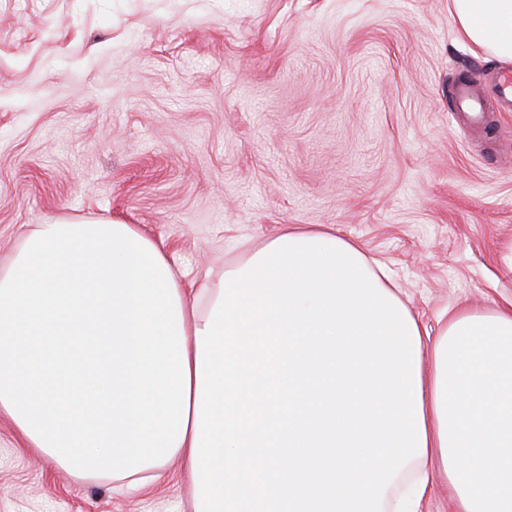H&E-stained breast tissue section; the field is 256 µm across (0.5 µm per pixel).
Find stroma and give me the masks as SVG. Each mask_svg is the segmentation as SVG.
Segmentation results:
<instances>
[{
    "label": "stroma",
    "instance_id": "obj_1",
    "mask_svg": "<svg viewBox=\"0 0 512 512\" xmlns=\"http://www.w3.org/2000/svg\"><path fill=\"white\" fill-rule=\"evenodd\" d=\"M450 0H0V263L37 224H134L183 283L327 225L436 327L512 291V111ZM467 81L482 121L453 98ZM0 414V512H189L179 458L134 495Z\"/></svg>",
    "mask_w": 512,
    "mask_h": 512
}]
</instances>
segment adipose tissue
I'll use <instances>...</instances> for the list:
<instances>
[{"label":"adipose tissue","instance_id":"adipose-tissue-1","mask_svg":"<svg viewBox=\"0 0 512 512\" xmlns=\"http://www.w3.org/2000/svg\"><path fill=\"white\" fill-rule=\"evenodd\" d=\"M451 3L512 63V0ZM0 411L133 489L180 456L194 512H419L430 460L456 512H512V294L434 335L329 228L186 288L136 225L65 218L0 268Z\"/></svg>","mask_w":512,"mask_h":512}]
</instances>
